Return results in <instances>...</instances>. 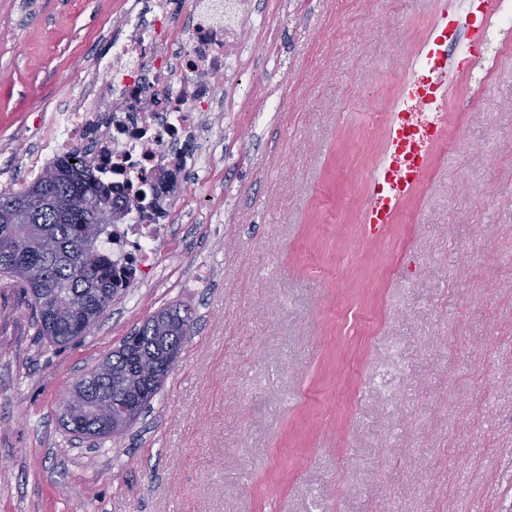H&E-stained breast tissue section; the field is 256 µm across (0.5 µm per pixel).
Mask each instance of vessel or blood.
I'll return each instance as SVG.
<instances>
[{"mask_svg": "<svg viewBox=\"0 0 512 512\" xmlns=\"http://www.w3.org/2000/svg\"><path fill=\"white\" fill-rule=\"evenodd\" d=\"M474 21L461 50L449 54L456 37L447 14H440L420 55L402 86L401 104L388 113L385 157L373 174L364 205L369 232L392 223L399 204L421 182L427 169V148L443 138L446 78L449 69L466 68L483 51L484 30L499 10L498 0H470Z\"/></svg>", "mask_w": 512, "mask_h": 512, "instance_id": "b4317fda", "label": "vessel or blood"}]
</instances>
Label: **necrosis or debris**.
<instances>
[{
	"instance_id": "4bbe7bcc",
	"label": "necrosis or debris",
	"mask_w": 512,
	"mask_h": 512,
	"mask_svg": "<svg viewBox=\"0 0 512 512\" xmlns=\"http://www.w3.org/2000/svg\"><path fill=\"white\" fill-rule=\"evenodd\" d=\"M258 12L257 0H190L185 23L172 19L168 0L128 14L123 33L112 36L111 53L99 59L101 83L83 99L53 113L54 135L43 144L55 155L85 145L88 158L107 157L103 177L133 187L159 183L173 171L211 170L209 155L183 149L197 140L205 120L237 105L233 76L247 50L242 39ZM223 75L224 90L212 80ZM161 212L131 210L116 224L103 249L112 260L135 271L159 267L167 228Z\"/></svg>"
}]
</instances>
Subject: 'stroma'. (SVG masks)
Segmentation results:
<instances>
[{
    "instance_id": "obj_1",
    "label": "stroma",
    "mask_w": 512,
    "mask_h": 512,
    "mask_svg": "<svg viewBox=\"0 0 512 512\" xmlns=\"http://www.w3.org/2000/svg\"><path fill=\"white\" fill-rule=\"evenodd\" d=\"M134 0H0V190L96 75ZM212 172L162 260L85 337L36 336L0 279V512H512V34L449 69L446 143L380 238L387 112L465 0H259ZM194 326L151 410L91 446L67 390L160 308Z\"/></svg>"
}]
</instances>
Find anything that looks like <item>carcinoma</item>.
<instances>
[{"label": "carcinoma", "instance_id": "cac0c4a2", "mask_svg": "<svg viewBox=\"0 0 512 512\" xmlns=\"http://www.w3.org/2000/svg\"><path fill=\"white\" fill-rule=\"evenodd\" d=\"M98 169L71 151L22 188L0 191V275L25 290L37 335L55 345L84 337L81 325L98 322L132 284L125 269L101 254L109 225L95 223V216L103 206L127 213L132 201L143 209L146 195L105 185ZM193 325L188 303L157 310L74 383L62 406L63 427L100 442L122 432L112 425L113 404L134 396L145 370L182 350Z\"/></svg>", "mask_w": 512, "mask_h": 512}]
</instances>
